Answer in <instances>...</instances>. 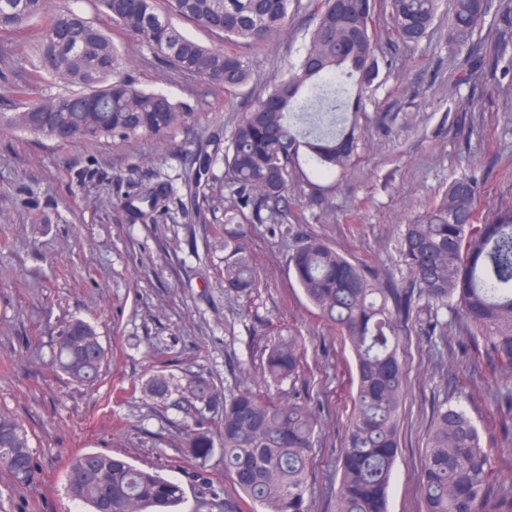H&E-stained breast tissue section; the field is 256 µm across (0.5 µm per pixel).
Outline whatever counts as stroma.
Listing matches in <instances>:
<instances>
[{"mask_svg":"<svg viewBox=\"0 0 512 512\" xmlns=\"http://www.w3.org/2000/svg\"><path fill=\"white\" fill-rule=\"evenodd\" d=\"M107 31L145 90L199 115L194 131L174 130L167 144L60 145L20 132L0 134V409L32 436L39 463L32 487L0 468V512H74L66 493L70 458L104 452L183 479L196 465L183 430L215 428L221 407H187L179 392L151 396L157 373L185 383L201 373L219 391L253 385L262 347L277 333L300 337L306 381L319 408L307 493L308 512H335L336 461L350 412L349 348L305 299L288 260L303 237L322 235L382 282L407 289L399 253L402 224L469 170L481 180L480 203L512 202V76L500 84L451 87L463 52H449L442 26L407 51L390 54L365 101L366 146L331 190L325 210L303 223L255 224L247 241L261 279L243 298L224 286V208L231 201L224 167L214 164L213 204L173 210L158 224L131 221L124 200L141 186L170 182L180 197L195 134H230L271 77L296 61L313 26L308 0H292L285 36L257 51L244 44L250 81L235 93L171 72L142 38L115 25L97 0H70ZM97 326L107 359L97 382L80 385L47 370L62 326ZM463 319L449 318L448 341L432 356L427 336H407V389L389 512H423L419 480L423 436L436 404L460 405L483 432L500 484L512 489V442L499 433L502 412L491 393L512 375L493 371L485 353L461 351Z\"/></svg>","mask_w":512,"mask_h":512,"instance_id":"obj_1","label":"stroma"}]
</instances>
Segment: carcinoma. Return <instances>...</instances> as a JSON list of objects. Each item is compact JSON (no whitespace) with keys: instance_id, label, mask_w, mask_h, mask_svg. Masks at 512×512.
<instances>
[{"instance_id":"carcinoma-1","label":"carcinoma","mask_w":512,"mask_h":512,"mask_svg":"<svg viewBox=\"0 0 512 512\" xmlns=\"http://www.w3.org/2000/svg\"><path fill=\"white\" fill-rule=\"evenodd\" d=\"M122 29L176 72L200 77L226 91L246 84V62L223 46L185 36L170 16L183 18L225 42L262 50L288 27L291 0H97ZM395 44L406 49L428 37L441 0H386ZM378 0H319L303 55L273 77L231 131L221 162L224 185L236 202L224 207V287L250 295L260 286L243 241L252 224H280L296 184L306 209L328 204L326 181L352 167L362 136V98L379 73ZM491 3L451 0L448 48H467L455 85L476 86L512 71V3L500 2L501 27L482 35ZM31 45L28 68L9 87L21 102L0 111V132L19 130L59 144L150 136L160 142L194 123L169 97L148 92L122 75L124 59L112 38L79 12L52 0H0V61L16 55V39ZM45 75L83 88L24 105L34 80ZM219 136L197 140L198 169L188 175L194 199L218 154ZM214 151H208L209 147ZM308 165L304 171L301 163ZM168 191L158 185L126 198L132 220L155 222ZM400 252L412 290L384 285L367 265L350 260L321 236L298 242L289 267L307 300L336 327L355 358L352 412L344 428L335 512H388L393 470L400 454V410L406 389L401 333L412 321L432 336L447 337L450 309L469 324L466 342L483 345L494 368L512 370V204L483 213L479 179L463 175L404 225ZM95 327L70 321L55 343L50 368L92 384L106 360ZM307 361L295 336L267 348L263 378L273 384L304 375ZM185 401L206 408L219 398L207 378H190ZM319 421L308 396L281 397L243 387L224 396L218 438L203 428L185 431L199 461L186 479L210 489L204 463L215 451L233 491L224 512L249 501L252 512H307L306 491ZM0 467L22 484L33 483L38 463L24 425L0 413ZM70 496L88 512H162L184 499L182 482L102 452L81 451L69 462ZM419 491L425 512H512V492L492 476L490 448L466 411L448 401L433 411L426 434Z\"/></svg>"}]
</instances>
